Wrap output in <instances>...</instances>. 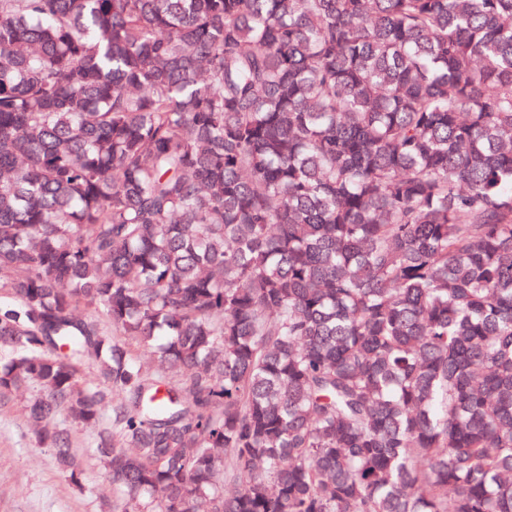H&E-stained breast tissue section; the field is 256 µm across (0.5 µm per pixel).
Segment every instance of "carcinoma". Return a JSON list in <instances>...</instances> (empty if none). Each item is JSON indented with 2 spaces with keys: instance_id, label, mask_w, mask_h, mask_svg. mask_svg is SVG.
Returning <instances> with one entry per match:
<instances>
[{
  "instance_id": "1",
  "label": "carcinoma",
  "mask_w": 512,
  "mask_h": 512,
  "mask_svg": "<svg viewBox=\"0 0 512 512\" xmlns=\"http://www.w3.org/2000/svg\"><path fill=\"white\" fill-rule=\"evenodd\" d=\"M28 387L112 512H512V0H0Z\"/></svg>"
}]
</instances>
